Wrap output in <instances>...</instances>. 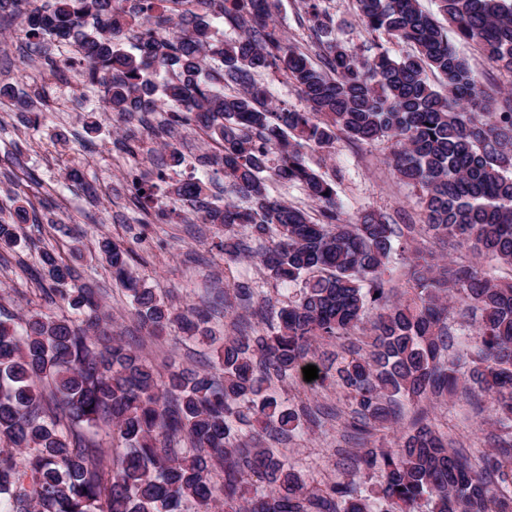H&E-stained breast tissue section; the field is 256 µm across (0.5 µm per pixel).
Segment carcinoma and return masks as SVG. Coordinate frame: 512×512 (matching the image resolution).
Here are the masks:
<instances>
[{"mask_svg":"<svg viewBox=\"0 0 512 512\" xmlns=\"http://www.w3.org/2000/svg\"><path fill=\"white\" fill-rule=\"evenodd\" d=\"M326 0H298L319 60L288 41L276 0H0L25 17L24 37L80 48L100 108L119 114L167 112L168 125H195L216 145L232 200H208L200 180L171 193L224 229L225 259L255 258L283 285L299 286L267 331L217 336L206 315L165 301L130 271V253L102 242L113 277L150 335L174 331L213 348L206 369L170 367L162 379L141 352L109 336L112 317L91 288L68 287L76 271L41 254L44 289L67 314L17 317L0 305V512H512V92L484 89L456 43L475 45L491 66L512 73V0H355L370 35L411 46L393 57L357 51L335 34ZM93 20L92 32L84 31ZM238 31L220 40L213 20ZM129 33L128 52L115 39ZM218 63L212 67L209 62ZM283 73L304 102H273L256 79ZM435 75L439 84L431 83ZM392 140L397 178L419 188L422 229L473 249L481 262L451 264L417 249L416 288L392 299L387 263L400 237L384 215L344 217L336 181L310 168L304 150ZM297 185L317 206L270 196L268 183ZM267 246L250 251L238 229ZM236 289L224 314L253 308ZM460 309L472 332L454 336ZM367 333L368 350L319 354ZM314 365V391L330 382L354 405L361 454L346 478L307 483L288 454L268 442L290 438L318 417L287 407L275 383ZM478 391L502 431L474 459L435 428L429 407ZM415 408L389 443L376 432ZM106 428L110 447L86 443L82 428ZM381 481L366 484L367 472ZM265 484L251 495L250 479Z\"/></svg>","mask_w":512,"mask_h":512,"instance_id":"obj_1","label":"carcinoma"}]
</instances>
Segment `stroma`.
I'll use <instances>...</instances> for the list:
<instances>
[{"label":"stroma","instance_id":"1","mask_svg":"<svg viewBox=\"0 0 512 512\" xmlns=\"http://www.w3.org/2000/svg\"><path fill=\"white\" fill-rule=\"evenodd\" d=\"M338 35L358 49L379 41L391 55L405 52V44L382 35L371 38L354 17V0H328ZM21 18L0 27V88L9 95L0 102V207L9 206L12 182L35 206L53 211L54 225L25 224L14 247H0V304L16 314L44 308L30 279L38 269L42 249L69 250L79 284L98 288L108 310L118 316L117 332L124 342L141 348L158 371L170 363L201 368L209 348L178 336H148L131 314L130 298L112 278L99 256L97 243L108 238L134 252L132 265L148 285L163 288L177 302L215 311L212 324L227 336L239 329L222 317L225 290L245 286L274 305L288 299L285 286L268 278L256 261L225 263L224 234L216 226L189 219L190 206L169 193L172 183L186 176L209 183L223 193L224 173L205 160V137L196 127H174L169 140L183 157L174 164L138 123L125 122L97 108L95 93L83 85L84 65L73 60L72 46L53 48L49 58L35 47H22ZM132 136L136 156L116 146L117 131ZM390 144H355L337 137L332 156L305 149L313 168L336 176L338 198L346 216L362 212L387 214L399 224L414 225L395 243L388 275L397 287H406L411 274V251L449 252L425 233L418 204L419 190L399 181L386 158ZM151 186V196L134 199L133 178ZM281 398L292 405L347 410L348 402L335 386L312 392L298 379L280 383ZM486 408L480 397L438 406L431 414L436 427L463 447L484 451L491 447L485 425ZM336 430L330 423L304 428L288 442V453L311 485L341 479L342 459L335 453Z\"/></svg>","mask_w":512,"mask_h":512}]
</instances>
